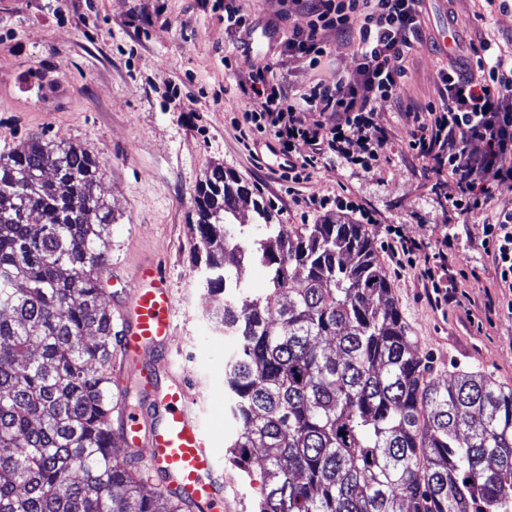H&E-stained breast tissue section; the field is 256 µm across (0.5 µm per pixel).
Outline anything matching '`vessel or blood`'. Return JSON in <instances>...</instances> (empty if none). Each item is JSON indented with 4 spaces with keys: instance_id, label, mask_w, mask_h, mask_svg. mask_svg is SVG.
Masks as SVG:
<instances>
[{
    "instance_id": "vessel-or-blood-1",
    "label": "vessel or blood",
    "mask_w": 512,
    "mask_h": 512,
    "mask_svg": "<svg viewBox=\"0 0 512 512\" xmlns=\"http://www.w3.org/2000/svg\"><path fill=\"white\" fill-rule=\"evenodd\" d=\"M122 345L128 368L141 371L147 354L166 346L173 334L174 298L158 265L143 264L127 294ZM124 442L147 447L160 476L199 502L205 512H221L224 473L210 448L209 433L183 380L157 386L150 404H129L120 418Z\"/></svg>"
}]
</instances>
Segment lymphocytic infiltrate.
Returning a JSON list of instances; mask_svg holds the SVG:
<instances>
[{
    "label": "lymphocytic infiltrate",
    "mask_w": 512,
    "mask_h": 512,
    "mask_svg": "<svg viewBox=\"0 0 512 512\" xmlns=\"http://www.w3.org/2000/svg\"><path fill=\"white\" fill-rule=\"evenodd\" d=\"M423 0H289L281 18L304 15L305 24L289 27L284 41L289 52L318 62L325 53L321 31L333 28L343 35H357L358 64L352 77L310 85L300 97H292L271 64H264L239 78L242 91L251 92L241 124L254 135L267 138L272 151L286 162L282 181L300 184L308 180L326 154L341 153L352 161L379 157L388 141L387 129L371 108L373 100H392L411 127L408 150L432 159L436 169H447L454 186L449 195L451 211L460 217L486 211L495 193L512 191V54H498L486 62L479 45L476 61L449 51L448 65L439 73V104L425 111L402 105L401 83L413 42L421 35ZM318 115L304 123L300 108ZM484 144L483 152L469 150L471 142ZM309 147L295 156L297 144ZM493 174L494 184L484 181ZM385 248L396 269L419 268L424 288L434 303H456L448 288L447 252L434 253L422 262V248L393 224L383 227ZM478 251L491 257L501 283L512 289V200L503 203L484 225Z\"/></svg>",
    "instance_id": "obj_1"
}]
</instances>
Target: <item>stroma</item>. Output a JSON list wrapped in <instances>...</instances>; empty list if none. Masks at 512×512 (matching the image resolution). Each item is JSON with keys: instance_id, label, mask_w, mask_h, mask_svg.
Returning a JSON list of instances; mask_svg holds the SVG:
<instances>
[{"instance_id": "1", "label": "stroma", "mask_w": 512, "mask_h": 512, "mask_svg": "<svg viewBox=\"0 0 512 512\" xmlns=\"http://www.w3.org/2000/svg\"><path fill=\"white\" fill-rule=\"evenodd\" d=\"M239 4L255 32L267 34L260 50H248L245 33L225 30L223 8L201 0H0V152L36 133L95 156L101 192L118 216L112 260L100 274L104 297L120 311L137 267L147 260L161 266L176 313L169 368L156 375L185 377L214 447L222 449L235 435L224 363L237 341L215 325V305L194 266L195 188L213 168L233 171L286 232L335 215L331 206L302 218L273 172L275 156L264 150L254 158L243 148L233 120L250 99L235 77L268 60L296 92L353 75L358 64L356 41L331 28L321 34L327 53L318 65L288 56L277 0ZM422 27L401 85L404 102L415 107L439 100L446 59L436 53V40L452 34L463 47L487 38L512 48V0H425ZM372 107L388 130L384 157L365 168L326 155L299 184L300 196L351 194L382 223L401 226L432 250L452 237L448 284L461 300L457 306L430 304L418 270L395 273L386 252L377 257L434 377L479 370L512 385V290L474 248L484 214L449 224L447 172H433L429 160L408 152L410 127L392 101L378 99ZM490 300L499 311L489 318ZM222 466L224 512H251L260 474L243 477L228 458Z\"/></svg>"}]
</instances>
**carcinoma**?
I'll return each instance as SVG.
<instances>
[{"label":"carcinoma","mask_w":512,"mask_h":512,"mask_svg":"<svg viewBox=\"0 0 512 512\" xmlns=\"http://www.w3.org/2000/svg\"><path fill=\"white\" fill-rule=\"evenodd\" d=\"M82 147L38 135L0 153V512H198L121 449L119 332L99 273L114 210ZM202 285L236 337L229 453L252 512H512V386L441 383L409 336L373 242L340 215L285 234L230 172L194 198ZM252 205L262 233L230 218ZM267 269L251 291L244 273Z\"/></svg>","instance_id":"1"}]
</instances>
